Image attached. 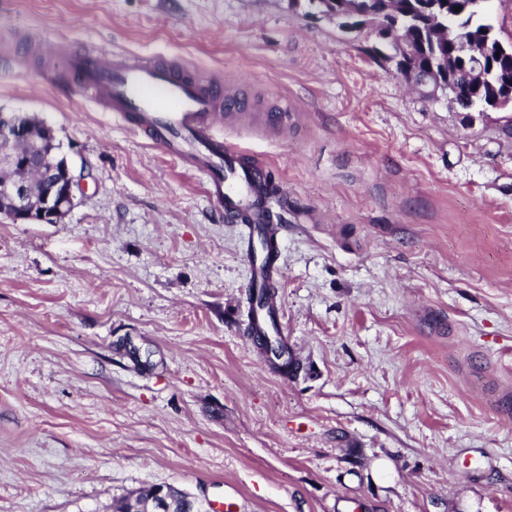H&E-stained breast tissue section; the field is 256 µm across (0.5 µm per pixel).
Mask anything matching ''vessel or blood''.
<instances>
[{
	"mask_svg": "<svg viewBox=\"0 0 512 512\" xmlns=\"http://www.w3.org/2000/svg\"><path fill=\"white\" fill-rule=\"evenodd\" d=\"M67 68L85 95L102 103L113 118L134 122L151 143L198 172L207 195L238 223L263 227L271 221L269 185L263 168L242 164L244 150L225 139L226 115L247 124L246 106L180 74L178 67L141 60L136 55L101 53L68 58ZM278 235H271L252 266L257 281L273 282L280 267Z\"/></svg>",
	"mask_w": 512,
	"mask_h": 512,
	"instance_id": "vessel-or-blood-1",
	"label": "vessel or blood"
}]
</instances>
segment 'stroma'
Listing matches in <instances>:
<instances>
[{
	"label": "stroma",
	"instance_id": "obj_1",
	"mask_svg": "<svg viewBox=\"0 0 512 512\" xmlns=\"http://www.w3.org/2000/svg\"><path fill=\"white\" fill-rule=\"evenodd\" d=\"M368 30L304 0H0V111L88 178L59 224L0 220V512H512V113L467 122ZM177 60L286 197L285 371L247 331L240 226L62 75ZM151 492L152 512H188V506H193L185 492L170 484L155 485Z\"/></svg>",
	"mask_w": 512,
	"mask_h": 512
}]
</instances>
